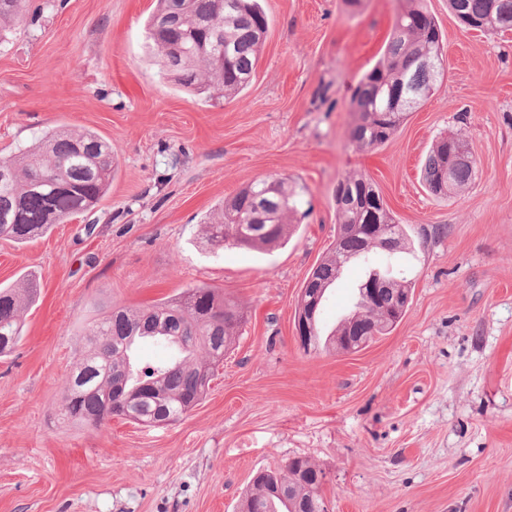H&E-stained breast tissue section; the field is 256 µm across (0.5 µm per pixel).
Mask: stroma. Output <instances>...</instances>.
Wrapping results in <instances>:
<instances>
[{"label":"stroma","mask_w":512,"mask_h":512,"mask_svg":"<svg viewBox=\"0 0 512 512\" xmlns=\"http://www.w3.org/2000/svg\"><path fill=\"white\" fill-rule=\"evenodd\" d=\"M0 38V158L61 127L112 143L91 211L27 244L0 239V284L35 274L24 335L0 358V512H240L253 474L305 457L328 512H512V33L468 31L428 0L445 75L378 150L348 140L351 89L388 40L396 0H263L255 75L208 101L152 62L157 0H36ZM468 141L477 178L431 195L432 142ZM363 172L406 225L412 282L396 327L360 351L304 350L303 284L336 238L334 190ZM303 186L298 232L269 252L214 248L202 223L264 176ZM349 264L320 310L323 333L364 280ZM207 285L245 321L205 397L167 427L59 416L91 323Z\"/></svg>","instance_id":"stroma-1"}]
</instances>
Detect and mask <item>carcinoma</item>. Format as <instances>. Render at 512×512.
Listing matches in <instances>:
<instances>
[{
  "label": "carcinoma",
  "instance_id": "obj_1",
  "mask_svg": "<svg viewBox=\"0 0 512 512\" xmlns=\"http://www.w3.org/2000/svg\"><path fill=\"white\" fill-rule=\"evenodd\" d=\"M31 0H0V33L22 22ZM448 10L468 30L487 35L512 31V0H448ZM167 15L175 23L158 26ZM270 28L263 0H158L146 25L151 53L179 87L207 100H231L250 84ZM443 33L426 0H398L391 35L381 57L353 88L350 142L372 152L387 143L413 108L433 93L443 71L424 67L443 62ZM457 136L432 144L423 167L428 190L448 197L476 175L474 161ZM114 173L112 143L89 130L55 129L16 159H0V238L26 243L53 224L93 209L108 192ZM263 177L239 190L205 224L214 247L265 250L288 241L303 188L286 175L277 193ZM336 242L331 254L307 278L303 289L324 300L344 264L358 259L372 267L374 250L386 259L407 248L409 237L385 206L370 176L348 173L336 184ZM386 287L374 308L356 302L329 340L350 334L369 344L403 318L411 282L390 267L370 270ZM37 297L36 276L14 287H0V357L22 340L21 313ZM243 321L237 306L217 289L193 286L179 297L146 308L118 307L95 322L66 381L61 413L97 429L112 416L147 427L181 421L206 395L214 368L234 341ZM153 341L168 356L141 366L137 346ZM321 471L307 458L294 457L281 468L254 476L241 512H327Z\"/></svg>",
  "mask_w": 512,
  "mask_h": 512
}]
</instances>
